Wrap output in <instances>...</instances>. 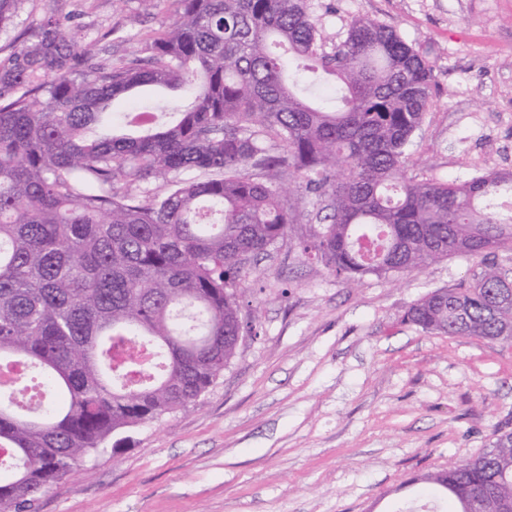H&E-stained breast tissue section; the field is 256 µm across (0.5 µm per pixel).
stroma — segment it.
I'll return each mask as SVG.
<instances>
[{
  "instance_id": "1",
  "label": "stroma",
  "mask_w": 512,
  "mask_h": 512,
  "mask_svg": "<svg viewBox=\"0 0 512 512\" xmlns=\"http://www.w3.org/2000/svg\"><path fill=\"white\" fill-rule=\"evenodd\" d=\"M327 46L351 20L393 27L433 68L410 177L463 182L512 171V0H310ZM72 14L103 58L172 23L178 0H26L0 46L46 11ZM119 27L126 41L106 39ZM239 282L243 340L187 411L106 443L40 496L38 512H433L425 475L488 448L512 423V343L426 334L416 299L472 279L451 257L350 285L302 251L319 201Z\"/></svg>"
}]
</instances>
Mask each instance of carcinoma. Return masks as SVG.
<instances>
[{"mask_svg": "<svg viewBox=\"0 0 512 512\" xmlns=\"http://www.w3.org/2000/svg\"><path fill=\"white\" fill-rule=\"evenodd\" d=\"M25 0H0V28ZM171 24L104 60L66 17L0 47V512L38 496L124 429L187 410L235 355L237 282L301 211L274 174L328 200L304 245L334 275L467 256L480 272L415 300L425 333L512 340V171L404 174L432 66L391 27L351 21L326 51L309 0H179ZM176 90L179 119L113 103ZM161 178L167 191L144 186ZM133 343L149 363L127 356ZM425 477L462 512H512V430Z\"/></svg>", "mask_w": 512, "mask_h": 512, "instance_id": "cac0c4a2", "label": "carcinoma"}]
</instances>
